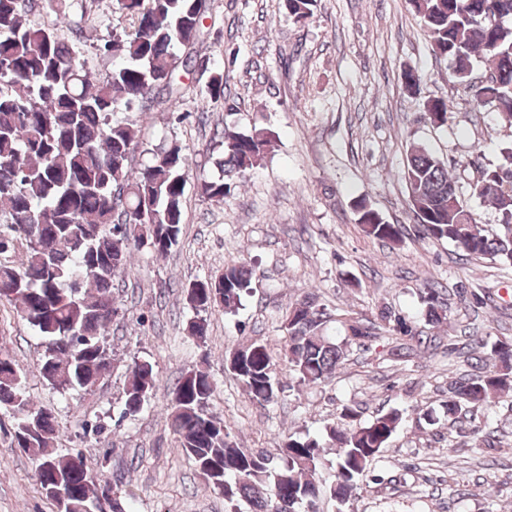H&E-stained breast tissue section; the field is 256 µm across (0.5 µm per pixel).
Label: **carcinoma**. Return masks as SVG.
<instances>
[{
  "label": "carcinoma",
  "instance_id": "cac0c4a2",
  "mask_svg": "<svg viewBox=\"0 0 512 512\" xmlns=\"http://www.w3.org/2000/svg\"><path fill=\"white\" fill-rule=\"evenodd\" d=\"M129 21L105 43L103 56L119 58L98 83L80 60L81 31L68 39L55 25L36 23V0H0V255L22 246L18 260H0V301L13 304L43 339L39 372L60 393L90 389L110 371L105 339L120 307L112 295L116 279L131 271L132 251L147 243L158 255L180 244L184 202L190 177L185 148L178 142L144 148L130 117L133 107L175 103L182 97L180 69L208 70L181 48L203 40L208 5L204 0H116ZM432 39L435 56L448 61L450 77L472 92L478 111L492 107L498 122L512 126V0H408ZM315 0H285L288 17L305 24ZM488 64V79L470 85L475 66ZM210 71V70H208ZM422 81L412 67L402 72L405 89L415 94ZM205 97L227 102L224 72L212 70ZM425 112L440 124L451 118L448 100L430 98ZM275 133L253 125L224 128L219 141L218 176L197 178V192L221 205L235 180L268 155ZM149 155L132 166L137 151ZM501 161L480 169L473 192L496 210L499 229L478 224L460 192L453 165L412 144L403 175L408 199L424 239H444L470 258H485L512 269V187L498 171L512 169V143ZM357 221L374 238L394 244L403 230L390 224L366 200L355 204ZM253 269L245 262L219 276L195 281L185 298L195 311L188 336L204 342L207 314H234L253 294ZM422 314L438 326L448 320V303L438 283L421 289ZM333 318L313 292L295 302L282 324L286 359L297 386L312 387L333 377L348 348L361 347L380 333L405 338L406 353H426L436 337L425 336L390 308L375 319L344 313L345 335L328 334ZM239 362L234 375L250 401L267 406L282 387L267 346L255 340L229 352ZM486 357L493 368L482 375L448 383L443 413H423L428 426L441 420L453 428L469 413L489 408L491 399L512 392V338L495 341ZM157 372L148 361L129 367L124 415L138 413ZM215 383L203 368L187 369L176 381L168 406V425L176 447L211 488L224 494L226 512H319L328 498L346 506L367 481L384 448L402 423L397 408L362 419L357 406L342 407L339 420L319 436L288 435L272 452L244 448L211 410ZM12 414V445L32 455L40 467L43 492H64L63 512H94L98 497L80 452L61 456L59 426L53 412L27 395L18 365L0 353V409Z\"/></svg>",
  "mask_w": 512,
  "mask_h": 512
}]
</instances>
